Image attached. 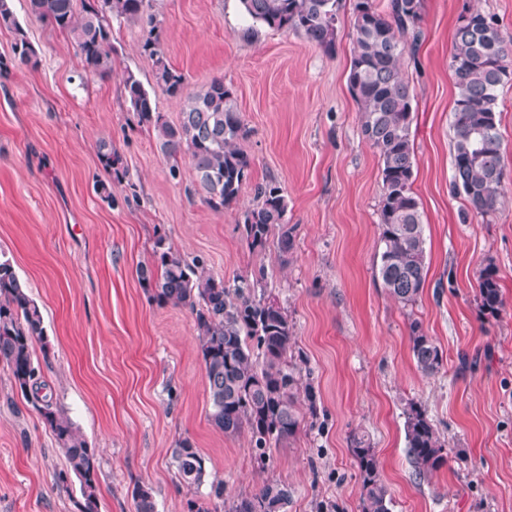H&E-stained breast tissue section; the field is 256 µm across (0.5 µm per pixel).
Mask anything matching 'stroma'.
Returning a JSON list of instances; mask_svg holds the SVG:
<instances>
[{
  "label": "stroma",
  "mask_w": 512,
  "mask_h": 512,
  "mask_svg": "<svg viewBox=\"0 0 512 512\" xmlns=\"http://www.w3.org/2000/svg\"><path fill=\"white\" fill-rule=\"evenodd\" d=\"M352 2L340 0L328 54L245 18L239 0H155L170 67L191 90L223 79L247 130L238 146L251 159L248 179L215 211L191 195L188 159L170 177L154 131L126 101L131 72L167 122L180 117L179 100L154 82L140 26L113 24L112 74L92 77L67 33L33 16L29 0H12L39 63L15 62V35L0 28V255L42 311L46 340L33 348L46 392L97 451L100 512H135L138 485L151 490L156 512H188L191 494L172 459L182 438L226 498L277 479L292 491L288 512H317L319 502L361 512L357 435L376 453L391 512H512V77L497 116L505 189L494 212L464 222L468 203L451 190L448 65L464 10L495 16L512 35V0H423L420 40L401 35L411 45L403 68L414 88L412 190L428 253L425 288L411 306L377 274L382 182L348 84ZM103 142L120 154L121 172L100 162ZM270 181L295 227L286 255L272 240L250 248L242 234L255 186ZM160 235L224 280L264 271L319 391L324 430L300 407L295 434L261 465L248 431L214 426L190 310L159 305L138 278ZM489 271L502 294L495 314L479 296ZM414 322L443 353L437 373L413 358ZM410 400L447 453L422 479L406 448ZM65 469L42 416L0 364V512H77L80 485Z\"/></svg>",
  "instance_id": "obj_1"
}]
</instances>
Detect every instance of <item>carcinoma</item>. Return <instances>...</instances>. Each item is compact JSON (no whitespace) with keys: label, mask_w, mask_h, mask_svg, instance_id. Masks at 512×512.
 <instances>
[{"label":"carcinoma","mask_w":512,"mask_h":512,"mask_svg":"<svg viewBox=\"0 0 512 512\" xmlns=\"http://www.w3.org/2000/svg\"><path fill=\"white\" fill-rule=\"evenodd\" d=\"M154 0H29L33 16L48 21L73 39L83 70L89 76L112 75V19L141 25V48L154 61V78L166 94L181 101L180 121L171 125L156 112L154 101L132 72L124 80L129 107L139 122L157 134L159 149L177 178L179 161L189 156L195 171V193L212 210L235 201L246 182L251 160L237 147L245 135L237 98L221 78L190 92L185 78L164 58ZM245 15L271 28L288 29L331 53L336 49L338 0H240ZM422 0H355L354 48L348 81L360 112L363 138L377 150L383 193L379 203L382 251L378 274L399 303L413 305L426 282V238L419 202L412 191L414 89L403 68L408 46L396 35L416 29ZM0 26L15 33L14 59L38 64L37 50L16 20L12 0H0ZM449 69L457 95L452 116L453 174L451 187L464 194L469 214L485 216L496 209L505 170L497 108L503 78L512 70V36L505 35L495 16L467 11L457 26ZM258 203L244 214L242 233L252 248L263 247L273 230L284 254L293 248L295 227L286 221L283 189L273 183L255 188ZM154 268H139L142 284L160 305L185 306L194 327L205 365L212 423L226 434L247 429L256 459L265 464L272 445L292 436L299 426L297 406L304 401L318 417L317 393L295 356L293 325L288 313L266 295L265 274L238 277L228 283L212 275L204 261L186 259L166 239L153 247ZM482 307L498 312L502 299L497 282L486 275L479 285ZM412 329V352L421 371L438 372L442 352ZM40 307L19 278L13 264L0 258V362L9 368L14 384L43 417L67 472L80 484L78 512H99L98 459L64 412L53 406L33 358V341L44 340ZM408 455L418 478L442 467L444 444L426 412L411 400L403 408ZM358 461L361 512H391L374 449L365 437L353 439ZM179 482L188 490L204 482V459L191 442L182 439L173 449ZM208 500L187 501L188 512H287L288 484L273 480L252 497H224V482L210 484ZM135 512H156L149 490H133Z\"/></svg>","instance_id":"cac0c4a2"}]
</instances>
